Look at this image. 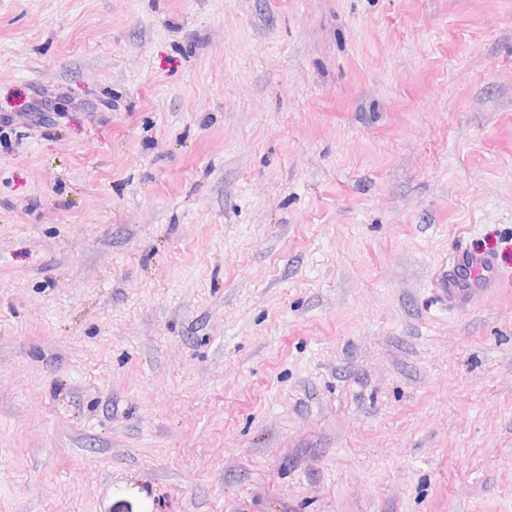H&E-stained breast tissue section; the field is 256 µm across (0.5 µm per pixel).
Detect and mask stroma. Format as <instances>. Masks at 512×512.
I'll list each match as a JSON object with an SVG mask.
<instances>
[{"instance_id":"stroma-1","label":"stroma","mask_w":512,"mask_h":512,"mask_svg":"<svg viewBox=\"0 0 512 512\" xmlns=\"http://www.w3.org/2000/svg\"><path fill=\"white\" fill-rule=\"evenodd\" d=\"M0 512H512V0H0ZM497 281L494 256L459 250L453 254L448 276L438 285L437 296L448 307L469 304L494 288Z\"/></svg>"}]
</instances>
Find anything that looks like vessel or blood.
Here are the masks:
<instances>
[{
  "mask_svg": "<svg viewBox=\"0 0 512 512\" xmlns=\"http://www.w3.org/2000/svg\"><path fill=\"white\" fill-rule=\"evenodd\" d=\"M494 256L465 250L456 251L447 277L440 281L437 296L441 303L456 307L478 300L497 284Z\"/></svg>",
  "mask_w": 512,
  "mask_h": 512,
  "instance_id": "vessel-or-blood-1",
  "label": "vessel or blood"
}]
</instances>
